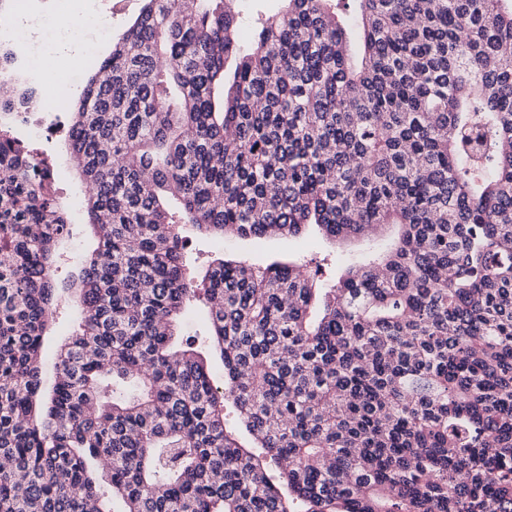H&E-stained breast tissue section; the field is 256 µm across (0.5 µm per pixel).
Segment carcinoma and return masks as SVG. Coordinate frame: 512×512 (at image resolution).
<instances>
[{"label":"carcinoma","instance_id":"obj_1","mask_svg":"<svg viewBox=\"0 0 512 512\" xmlns=\"http://www.w3.org/2000/svg\"><path fill=\"white\" fill-rule=\"evenodd\" d=\"M238 2L144 0L88 79L97 247L50 360L72 218L0 122V512H512V0H281L246 50ZM11 83L8 116L0 43ZM181 224L371 244L213 261L219 385L175 344Z\"/></svg>","mask_w":512,"mask_h":512}]
</instances>
